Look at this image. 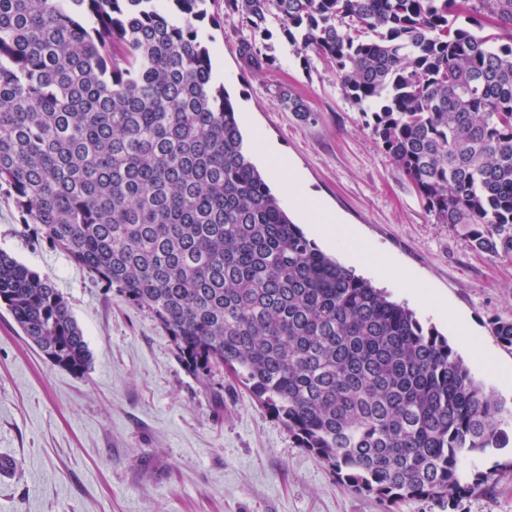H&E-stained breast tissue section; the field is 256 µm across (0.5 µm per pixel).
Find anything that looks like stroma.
I'll use <instances>...</instances> for the list:
<instances>
[{
    "mask_svg": "<svg viewBox=\"0 0 512 512\" xmlns=\"http://www.w3.org/2000/svg\"><path fill=\"white\" fill-rule=\"evenodd\" d=\"M203 10L198 27L246 143L273 145L315 202L426 288L431 301H409L378 272L355 269L444 335L476 382L512 408V379L503 378L512 348L490 331L491 320H512V258L490 257L463 228L435 222L320 60L294 54L275 28L266 44L277 65L255 69L224 0H205ZM282 85L311 121L280 107ZM0 250L50 277L91 356L82 375L50 365L0 307V459L17 466L0 477V512H512V444L483 460L485 483L452 508L351 492L225 373L215 377L224 386L216 407L146 311L30 234L1 193ZM446 306L477 347L443 317Z\"/></svg>",
    "mask_w": 512,
    "mask_h": 512,
    "instance_id": "stroma-1",
    "label": "stroma"
}]
</instances>
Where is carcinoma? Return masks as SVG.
<instances>
[{
  "label": "carcinoma",
  "instance_id": "cac0c4a2",
  "mask_svg": "<svg viewBox=\"0 0 512 512\" xmlns=\"http://www.w3.org/2000/svg\"><path fill=\"white\" fill-rule=\"evenodd\" d=\"M202 2L0 0V191L146 311L204 386L227 371L349 491L451 505L512 442V410L289 218L215 82ZM224 7L253 67L276 66L262 40L279 25L336 74L436 223L512 257V0ZM278 101L312 118L287 88ZM0 305L48 363L89 369L65 298L3 251ZM492 332L512 347V320Z\"/></svg>",
  "mask_w": 512,
  "mask_h": 512
}]
</instances>
